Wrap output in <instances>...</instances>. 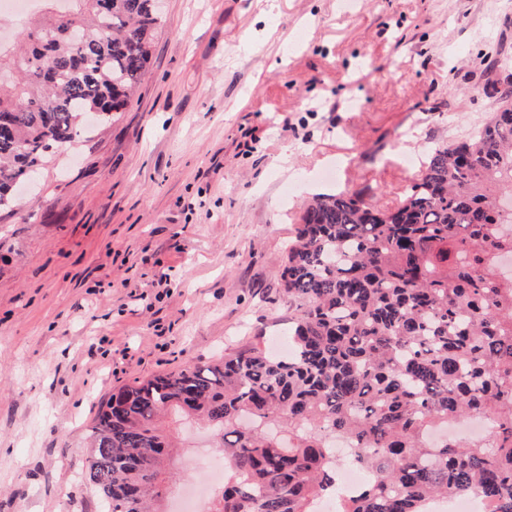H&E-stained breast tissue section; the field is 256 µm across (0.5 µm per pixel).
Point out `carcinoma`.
I'll use <instances>...</instances> for the list:
<instances>
[{
  "label": "carcinoma",
  "instance_id": "obj_1",
  "mask_svg": "<svg viewBox=\"0 0 512 512\" xmlns=\"http://www.w3.org/2000/svg\"><path fill=\"white\" fill-rule=\"evenodd\" d=\"M0 64V210L90 118L108 123L140 84L160 0H69ZM512 91L462 140L435 143L395 207L341 190L306 204L278 277L291 349L257 346L112 394L92 427L86 480L108 512H151L168 481L169 412L213 431L230 473L209 512H426L474 491L512 512ZM487 421L481 440L431 439ZM372 473L338 482L333 441Z\"/></svg>",
  "mask_w": 512,
  "mask_h": 512
}]
</instances>
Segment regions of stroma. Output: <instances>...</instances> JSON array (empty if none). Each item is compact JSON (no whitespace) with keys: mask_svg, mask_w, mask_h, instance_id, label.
Wrapping results in <instances>:
<instances>
[{"mask_svg":"<svg viewBox=\"0 0 512 512\" xmlns=\"http://www.w3.org/2000/svg\"><path fill=\"white\" fill-rule=\"evenodd\" d=\"M506 56L512 0H164L132 105L0 211V512H101L80 472L112 392L285 341L303 203L399 204L512 89ZM208 440L181 431L166 512Z\"/></svg>","mask_w":512,"mask_h":512,"instance_id":"obj_1","label":"stroma"}]
</instances>
